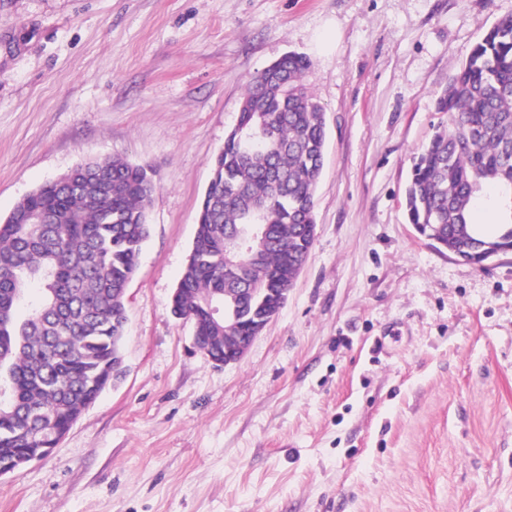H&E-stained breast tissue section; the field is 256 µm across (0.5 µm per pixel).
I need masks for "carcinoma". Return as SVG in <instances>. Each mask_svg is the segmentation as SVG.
<instances>
[{"label": "carcinoma", "mask_w": 512, "mask_h": 512, "mask_svg": "<svg viewBox=\"0 0 512 512\" xmlns=\"http://www.w3.org/2000/svg\"><path fill=\"white\" fill-rule=\"evenodd\" d=\"M310 61L287 54L247 85L234 127L212 164L197 230L171 312L189 318L217 350L238 329L211 307L226 288H288L311 252L314 196L323 166L325 114L307 95ZM448 128L415 157L405 193L409 223L469 263L487 244L512 245V16L500 18L437 98ZM150 168L118 158L81 164L0 218V458L49 444L102 392L120 354L123 298L150 235ZM112 178L98 191L93 178ZM498 188L502 222L468 214ZM267 228L252 251L238 230ZM40 295L28 302L31 285Z\"/></svg>", "instance_id": "carcinoma-1"}]
</instances>
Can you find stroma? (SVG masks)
<instances>
[{"mask_svg":"<svg viewBox=\"0 0 512 512\" xmlns=\"http://www.w3.org/2000/svg\"><path fill=\"white\" fill-rule=\"evenodd\" d=\"M512 0H0V217L90 159L155 171L125 375L0 512H512V252L402 202L436 100ZM288 53L325 111L316 236L237 364L168 301L245 87Z\"/></svg>","mask_w":512,"mask_h":512,"instance_id":"stroma-1","label":"stroma"}]
</instances>
